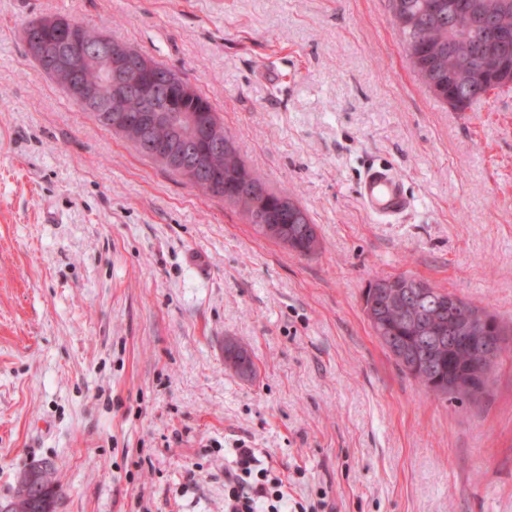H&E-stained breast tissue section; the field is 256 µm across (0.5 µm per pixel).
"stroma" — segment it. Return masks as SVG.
Wrapping results in <instances>:
<instances>
[{"mask_svg":"<svg viewBox=\"0 0 512 512\" xmlns=\"http://www.w3.org/2000/svg\"><path fill=\"white\" fill-rule=\"evenodd\" d=\"M55 14L184 74L320 251L68 100L22 37ZM371 163L406 213L364 209ZM403 273L502 324L479 402L426 392L375 336L363 292ZM238 441L308 512H512V89L440 102L388 0H0V501L45 463L56 512H224ZM358 196L365 210L376 217H396L410 207L403 182L387 165L366 167L358 186ZM308 219L307 224H288V246L285 248L292 252H297L299 255L307 256L317 251L319 242L316 235V226L312 223L308 213L304 210ZM312 226V230L308 231V225ZM224 364L241 376H250L254 372L247 348L233 339L224 342Z\"/></svg>","mask_w":512,"mask_h":512,"instance_id":"35a3bbf8","label":"stroma"}]
</instances>
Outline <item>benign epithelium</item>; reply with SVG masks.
<instances>
[{
    "label": "benign epithelium",
    "mask_w": 512,
    "mask_h": 512,
    "mask_svg": "<svg viewBox=\"0 0 512 512\" xmlns=\"http://www.w3.org/2000/svg\"><path fill=\"white\" fill-rule=\"evenodd\" d=\"M29 56L58 86L73 93L83 106L100 116L112 131L121 135L133 147L146 154L156 165L178 173L190 182L209 176L214 159L226 157L236 160L231 140L224 135V128L216 113L202 118L193 112H184L173 106L172 91L179 97H194L192 85L181 76L164 71L149 56L133 46L102 34L93 44L80 41L79 27L71 20L47 16L34 27L23 31ZM449 66L456 80L464 85L491 80L512 86V71L507 70L502 54L497 50L486 51L481 65H469V54L449 46ZM87 69L101 73L95 83L82 82L80 74ZM140 98L139 113L132 114L125 108L131 96ZM163 127L166 136L157 140L154 129ZM271 191L260 177L249 174L238 184L234 199L246 200L251 210L265 208ZM384 288H405L416 300H433L439 292L413 283L411 280L392 278L382 284ZM484 316L477 320L467 314L453 315L448 323V338L466 337L474 345L476 356L494 361L504 347V332L486 336L478 323H489ZM54 488L45 469H29L18 482L14 499L0 503V512H15L16 503L27 499L34 504V512H51L50 496Z\"/></svg>",
    "instance_id": "7a95c632"
}]
</instances>
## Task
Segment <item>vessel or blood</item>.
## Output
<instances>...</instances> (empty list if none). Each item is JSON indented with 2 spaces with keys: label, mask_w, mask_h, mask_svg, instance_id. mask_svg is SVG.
<instances>
[{
  "label": "vessel or blood",
  "mask_w": 512,
  "mask_h": 512,
  "mask_svg": "<svg viewBox=\"0 0 512 512\" xmlns=\"http://www.w3.org/2000/svg\"><path fill=\"white\" fill-rule=\"evenodd\" d=\"M358 196L365 210L380 218L399 216L410 207L402 181L386 165L366 167L359 182Z\"/></svg>",
  "instance_id": "1"
}]
</instances>
